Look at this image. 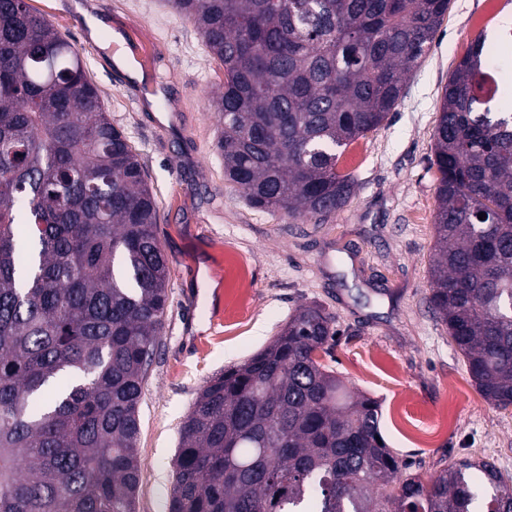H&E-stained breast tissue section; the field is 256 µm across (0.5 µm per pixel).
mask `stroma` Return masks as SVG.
Masks as SVG:
<instances>
[{
  "instance_id": "stroma-1",
  "label": "stroma",
  "mask_w": 512,
  "mask_h": 512,
  "mask_svg": "<svg viewBox=\"0 0 512 512\" xmlns=\"http://www.w3.org/2000/svg\"><path fill=\"white\" fill-rule=\"evenodd\" d=\"M27 2L78 51L158 207L169 307L140 405L136 512H168L180 427L200 389L311 302L337 331L318 360L378 401L408 474L425 479L469 458L512 477V408L479 394L429 304L442 91L479 34L512 28V0H451L402 100L344 151L354 194L323 220L255 209L225 180L212 107L224 68L167 0H87L110 25L96 36L72 0ZM115 52L141 80L114 65Z\"/></svg>"
}]
</instances>
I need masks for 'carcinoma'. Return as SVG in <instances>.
Masks as SVG:
<instances>
[{
	"label": "carcinoma",
	"mask_w": 512,
	"mask_h": 512,
	"mask_svg": "<svg viewBox=\"0 0 512 512\" xmlns=\"http://www.w3.org/2000/svg\"><path fill=\"white\" fill-rule=\"evenodd\" d=\"M224 65V179L291 217L343 208L339 151L377 128L450 0H169ZM512 79L485 40L451 74L429 302L482 397L512 407ZM483 219H478V215ZM148 175L73 45L0 0V512H135L139 408L168 308ZM317 303L198 393L169 512H512L463 459L424 482L378 443L376 400L315 356Z\"/></svg>",
	"instance_id": "carcinoma-1"
}]
</instances>
